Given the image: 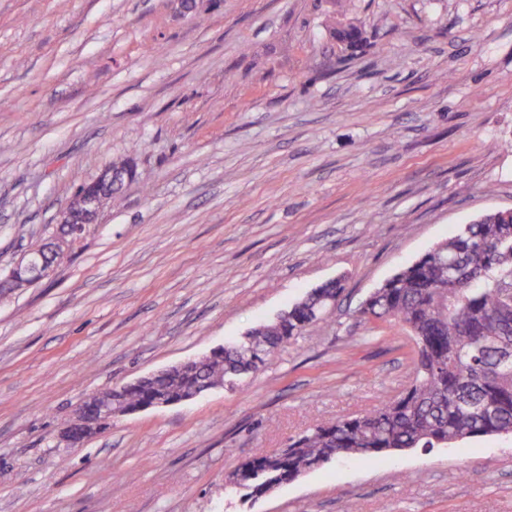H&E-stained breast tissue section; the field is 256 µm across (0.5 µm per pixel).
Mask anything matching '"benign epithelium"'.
<instances>
[{
  "label": "benign epithelium",
  "mask_w": 512,
  "mask_h": 512,
  "mask_svg": "<svg viewBox=\"0 0 512 512\" xmlns=\"http://www.w3.org/2000/svg\"><path fill=\"white\" fill-rule=\"evenodd\" d=\"M131 176L132 170L127 166L108 167L78 189L58 213L55 233L29 249L6 275L0 277V284L11 283L16 288H26L45 279L71 251L83 228L98 223L103 205L112 199V185H122ZM119 392L120 388L115 387L92 395L99 404V419L88 412L86 404H81L63 429V439L70 443L84 440L97 433L104 422L122 416V412L112 406Z\"/></svg>",
  "instance_id": "7a95c632"
}]
</instances>
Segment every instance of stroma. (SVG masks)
Here are the masks:
<instances>
[{
  "instance_id": "stroma-1",
  "label": "stroma",
  "mask_w": 512,
  "mask_h": 512,
  "mask_svg": "<svg viewBox=\"0 0 512 512\" xmlns=\"http://www.w3.org/2000/svg\"><path fill=\"white\" fill-rule=\"evenodd\" d=\"M341 2L0 0V271L77 187L133 170L52 276L0 292V512H512V436L344 457L254 501L225 484L401 391L409 335L359 304L512 209V0ZM334 279L259 371L61 440L96 392ZM333 34L340 43L352 50L362 47L365 42L363 30L355 25L339 23L333 27Z\"/></svg>"
}]
</instances>
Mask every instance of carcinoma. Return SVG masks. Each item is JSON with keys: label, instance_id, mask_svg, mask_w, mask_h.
I'll list each match as a JSON object with an SVG mask.
<instances>
[{"label": "carcinoma", "instance_id": "obj_1", "mask_svg": "<svg viewBox=\"0 0 512 512\" xmlns=\"http://www.w3.org/2000/svg\"><path fill=\"white\" fill-rule=\"evenodd\" d=\"M333 34L352 50L365 42L355 25L340 23ZM340 291L338 281H329L294 304L288 318L257 325L203 362L124 384L121 403L131 410L155 400L179 404L212 382L258 370L289 340L319 324ZM360 316L410 333V384L365 414L323 421L277 452L240 461L227 483L243 496L261 497L342 457L512 435L511 209L485 213L436 244L375 289Z\"/></svg>", "mask_w": 512, "mask_h": 512}]
</instances>
